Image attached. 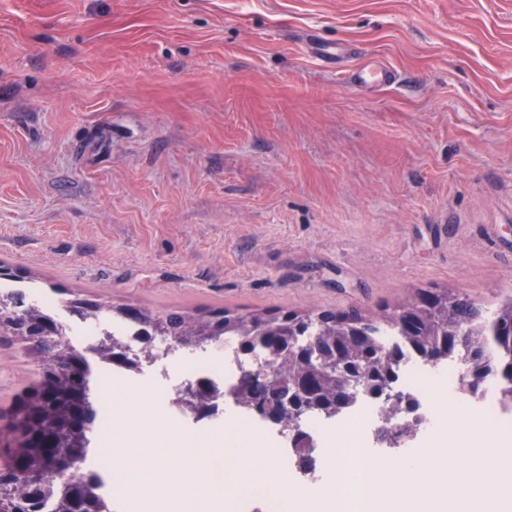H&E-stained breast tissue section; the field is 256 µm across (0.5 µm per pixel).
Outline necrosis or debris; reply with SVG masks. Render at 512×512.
<instances>
[{
  "mask_svg": "<svg viewBox=\"0 0 512 512\" xmlns=\"http://www.w3.org/2000/svg\"><path fill=\"white\" fill-rule=\"evenodd\" d=\"M62 338L72 345L90 344L109 336L130 348L131 352L140 354L143 345L138 336L139 330L134 326L115 325L107 321L74 325L72 320L61 319ZM176 348L167 343H158L154 359H140L135 366L117 370L110 363L100 360L95 364L96 377L122 375L129 381H136L153 374L166 375L170 360ZM220 366H212L208 356L195 357L192 366L181 371L177 383L165 386V405L169 414L182 422L185 427L195 432H203L211 424L227 418L230 411L236 410L235 393L242 374L251 366L252 357L242 354L233 340H225L216 350ZM425 374H439L445 377L448 396L456 403L481 410L496 420L512 421V397L504 396L502 386L497 378H487L477 390H470L466 382L467 365L462 356L455 355L435 363L422 360L413 352H406L399 370L396 383L398 391L409 398L410 403L395 420V426L402 429L403 435L398 443L380 444L378 430L382 427L384 417L378 399L367 394H360L355 403L341 411L333 418L320 415L307 416L302 430L307 436V445L313 450L316 462H324L328 446L325 433L336 427L341 429L342 438L347 446L370 450L382 448L388 458L403 454L405 449L414 447L439 421L440 407L427 395L418 379ZM208 379L212 385V397L209 404L212 412L209 416H199L191 408L181 405L180 398L189 383L198 379ZM249 420L259 429L268 433L270 443L277 450V461L288 471L292 481L305 486L315 485L318 481L316 472L304 470L300 465L302 452L291 434L281 430H269L267 422L255 411H248Z\"/></svg>",
  "mask_w": 512,
  "mask_h": 512,
  "instance_id": "necrosis-or-debris-1",
  "label": "necrosis or debris"
}]
</instances>
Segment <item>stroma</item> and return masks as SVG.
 Wrapping results in <instances>:
<instances>
[{"label":"stroma","instance_id":"1","mask_svg":"<svg viewBox=\"0 0 512 512\" xmlns=\"http://www.w3.org/2000/svg\"><path fill=\"white\" fill-rule=\"evenodd\" d=\"M0 264L155 314L494 309L512 0H0ZM38 371L0 342V448ZM392 72L376 62H367L346 75V82L350 85L366 87L376 84H385L391 81Z\"/></svg>","mask_w":512,"mask_h":512}]
</instances>
